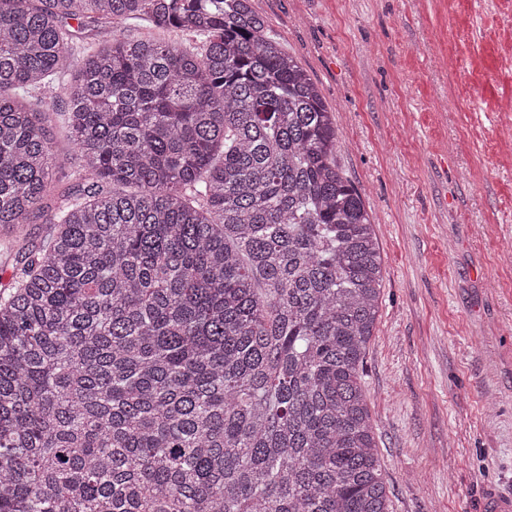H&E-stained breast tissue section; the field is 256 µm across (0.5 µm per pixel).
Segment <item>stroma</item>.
I'll use <instances>...</instances> for the list:
<instances>
[{
  "instance_id": "35a3bbf8",
  "label": "stroma",
  "mask_w": 512,
  "mask_h": 512,
  "mask_svg": "<svg viewBox=\"0 0 512 512\" xmlns=\"http://www.w3.org/2000/svg\"><path fill=\"white\" fill-rule=\"evenodd\" d=\"M336 111L384 281L363 365L392 512L512 502V0H254Z\"/></svg>"
}]
</instances>
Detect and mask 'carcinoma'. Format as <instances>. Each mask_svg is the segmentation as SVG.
Listing matches in <instances>:
<instances>
[{
  "label": "carcinoma",
  "mask_w": 512,
  "mask_h": 512,
  "mask_svg": "<svg viewBox=\"0 0 512 512\" xmlns=\"http://www.w3.org/2000/svg\"><path fill=\"white\" fill-rule=\"evenodd\" d=\"M72 20L111 31L64 86L67 194ZM338 143L253 0H0V512H391L384 260Z\"/></svg>",
  "instance_id": "obj_1"
}]
</instances>
